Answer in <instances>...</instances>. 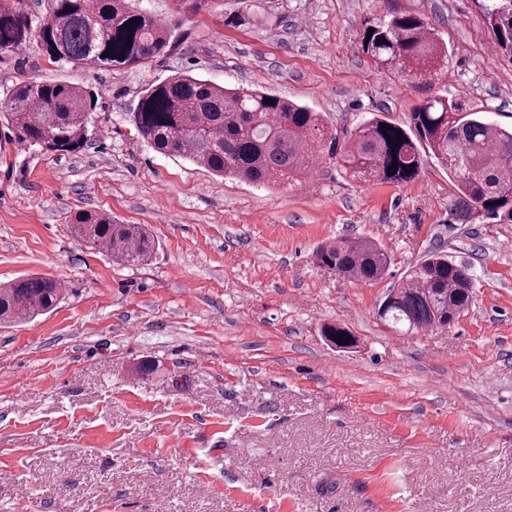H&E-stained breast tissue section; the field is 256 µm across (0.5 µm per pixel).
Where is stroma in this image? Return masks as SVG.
Segmentation results:
<instances>
[{
    "label": "stroma",
    "mask_w": 512,
    "mask_h": 512,
    "mask_svg": "<svg viewBox=\"0 0 512 512\" xmlns=\"http://www.w3.org/2000/svg\"><path fill=\"white\" fill-rule=\"evenodd\" d=\"M140 5L177 42L138 67L0 53V96L52 80L98 94L71 153L25 149L0 125V283L64 288L54 311L0 322V512H512V222L457 221L430 157L400 185L327 160L315 187H267L156 153L130 120L143 90L184 72L269 90L346 134L375 114L408 125L438 95L510 127L512 56L482 0ZM388 11L435 30L447 71L377 66L362 41ZM86 211L148 225L151 260L89 247L71 226ZM345 236L380 242L387 274L319 266L318 246ZM436 249L469 268L473 301L454 324L396 335L377 308ZM326 324L357 345H329Z\"/></svg>",
    "instance_id": "obj_1"
}]
</instances>
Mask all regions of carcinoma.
I'll return each mask as SVG.
<instances>
[{
  "instance_id": "obj_1",
  "label": "carcinoma",
  "mask_w": 512,
  "mask_h": 512,
  "mask_svg": "<svg viewBox=\"0 0 512 512\" xmlns=\"http://www.w3.org/2000/svg\"><path fill=\"white\" fill-rule=\"evenodd\" d=\"M46 11L37 23L14 0H0V52L35 39L55 63L107 68L137 66L174 42L172 24L134 0H47ZM484 16L496 48L512 55V0H485ZM368 27L373 34L364 50L386 70L425 78L448 63L447 47L415 15L388 13ZM95 108V93L78 83L24 82L9 90L0 116L26 148L68 152L84 144ZM131 121L154 151L255 185L306 179L325 157L354 180L398 184L418 177L428 154L448 170L458 221L480 215L512 221V128L490 124L445 96L416 107L407 129L393 123L384 131L387 119L374 116L342 141L322 113L295 101L181 74L144 90ZM74 221L82 239L125 265H144L155 251L143 224H120L104 212H80ZM316 259L361 282L382 278L389 264L368 237L326 242ZM472 293L468 268L431 251L387 294L383 322L406 333L446 326L469 307ZM61 296V282L49 275L0 284V321H31L54 310ZM323 335L339 349L355 343L340 325L324 327Z\"/></svg>"
}]
</instances>
